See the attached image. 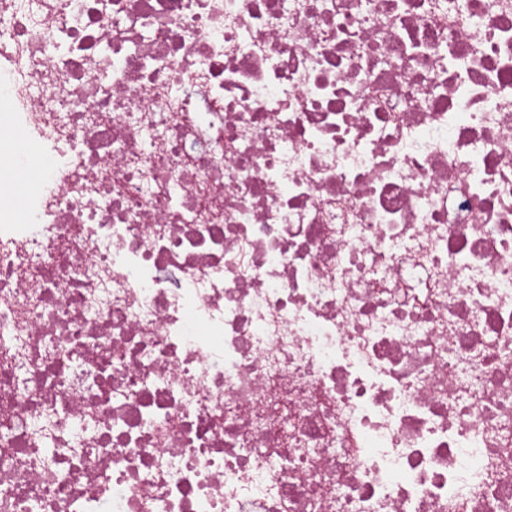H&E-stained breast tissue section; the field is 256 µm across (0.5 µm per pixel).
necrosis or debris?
I'll return each mask as SVG.
<instances>
[{
	"mask_svg": "<svg viewBox=\"0 0 512 512\" xmlns=\"http://www.w3.org/2000/svg\"><path fill=\"white\" fill-rule=\"evenodd\" d=\"M0 512H512V0H0Z\"/></svg>",
	"mask_w": 512,
	"mask_h": 512,
	"instance_id": "obj_1",
	"label": "necrosis or debris"
}]
</instances>
